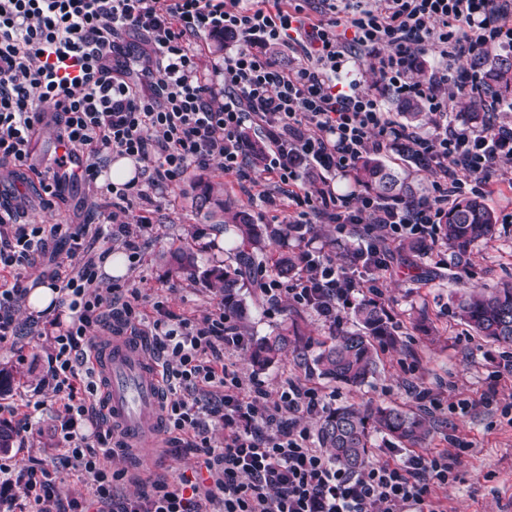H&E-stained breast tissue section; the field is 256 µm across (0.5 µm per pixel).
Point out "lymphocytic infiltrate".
<instances>
[{"mask_svg":"<svg viewBox=\"0 0 512 512\" xmlns=\"http://www.w3.org/2000/svg\"><path fill=\"white\" fill-rule=\"evenodd\" d=\"M218 30L236 41L222 60L203 64L196 40ZM132 36L141 42L136 54ZM264 44L285 48L290 64L272 62ZM425 47L437 61L419 79L411 61ZM500 50L512 51V0H0V169L23 184L38 179L49 207L75 179L99 201L98 222L89 225L26 224L23 195L0 200V349L24 330L15 318L28 293L22 270L54 241L77 259L71 272L50 276L67 319L42 311L28 327H51L42 382L63 408L62 463L84 471L94 489L90 498H65L43 461L18 472L1 463L0 512H445L435 490L447 485L455 459L412 452L356 475L342 471L309 426L327 410L326 394L296 377L272 394L226 363L249 339L223 304L191 319L139 290L103 285L99 269L111 240L138 256L154 191L214 160L229 180L249 182L252 199L279 211L283 223L353 228L356 252L377 269L388 267L391 245L402 240L437 247L453 197L472 186L490 192L492 177L512 174V123L497 119L512 112V100L490 92L480 70L459 66ZM368 70L425 102L431 131L392 120L365 85ZM451 85L484 97L482 126L458 117L446 95ZM46 124L86 151L82 171L63 157L36 169L31 146ZM250 126L269 134L256 178L241 136ZM400 142L427 160L432 197L397 206L335 192V180L348 178L364 154ZM115 157L136 164L122 184L102 176ZM260 288L272 302L288 293L333 326L359 293L353 269L318 247L307 250L288 290L273 278ZM95 326L145 341L160 375L163 433L202 451L210 484L182 475L133 496L117 493L126 472L110 461L125 445L103 421ZM216 425L224 428L218 446L209 437Z\"/></svg>","mask_w":512,"mask_h":512,"instance_id":"1","label":"lymphocytic infiltrate"}]
</instances>
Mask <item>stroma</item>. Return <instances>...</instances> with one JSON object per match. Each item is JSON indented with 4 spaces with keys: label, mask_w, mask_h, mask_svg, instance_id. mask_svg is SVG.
<instances>
[{
    "label": "stroma",
    "mask_w": 512,
    "mask_h": 512,
    "mask_svg": "<svg viewBox=\"0 0 512 512\" xmlns=\"http://www.w3.org/2000/svg\"><path fill=\"white\" fill-rule=\"evenodd\" d=\"M200 175L224 196L247 207L256 223H274V211L251 202L240 185L225 178L218 162L201 169ZM194 195L188 180L156 194L157 208L143 232L140 258L117 283L125 289L150 290L173 311L200 318L222 298L221 292L203 282L202 271L234 264L237 249L223 224L196 205ZM66 197L64 204L52 208L32 201L26 222L81 224L96 220L95 199L87 186H69ZM485 201L501 219L493 238L464 253L443 247L413 264L399 255L388 269L374 271L382 290L381 302L403 334L404 344L384 352L380 371L368 385L355 391L315 373L313 345L328 336L330 325L293 302L268 303L253 281L242 291L250 314L244 331L254 337L267 336L292 319L299 325L303 342L263 370L252 366L249 350L232 356L238 372L263 381L269 391H276L288 377L299 376L329 395L334 406L345 401H373L414 410L418 407L415 387L428 388L437 406L426 414L431 432L420 450L428 455L460 457L447 488L438 492L447 512H512V421L503 413L504 405L512 402V352L475 336L456 314L462 287L512 283V223L504 221L505 215L512 213V190L499 185ZM179 251L195 254L196 273L176 269L173 256ZM50 350L51 342L43 336H25L14 350H0V370L10 374L8 384L0 388V404L16 402L23 393L42 402L36 413L39 434H12L10 449L0 454V461L19 470L30 458H40L56 472L62 490L87 494L91 491L87 476L59 462V401L41 384ZM463 399L473 403L465 413L457 406ZM114 466L128 475L122 492L133 494L141 483L160 475L194 474L199 457L183 444L169 443L156 450L152 464L142 465L133 454L116 457Z\"/></svg>",
    "instance_id": "1"
}]
</instances>
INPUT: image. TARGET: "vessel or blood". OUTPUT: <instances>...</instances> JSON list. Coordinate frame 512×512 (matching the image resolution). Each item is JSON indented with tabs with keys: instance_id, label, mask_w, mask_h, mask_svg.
Returning a JSON list of instances; mask_svg holds the SVG:
<instances>
[{
	"instance_id": "obj_1",
	"label": "vessel or blood",
	"mask_w": 512,
	"mask_h": 512,
	"mask_svg": "<svg viewBox=\"0 0 512 512\" xmlns=\"http://www.w3.org/2000/svg\"><path fill=\"white\" fill-rule=\"evenodd\" d=\"M92 362L103 381L111 421L136 447H155L161 427L160 377L141 341L108 336Z\"/></svg>"
}]
</instances>
